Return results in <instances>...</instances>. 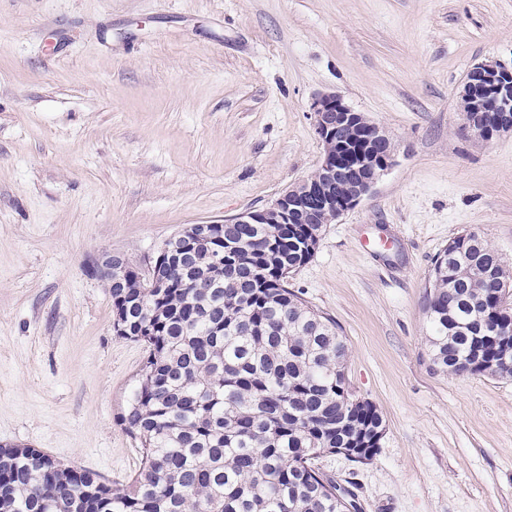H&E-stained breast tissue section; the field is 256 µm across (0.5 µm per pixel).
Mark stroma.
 I'll return each mask as SVG.
<instances>
[{
    "label": "stroma",
    "mask_w": 512,
    "mask_h": 512,
    "mask_svg": "<svg viewBox=\"0 0 512 512\" xmlns=\"http://www.w3.org/2000/svg\"><path fill=\"white\" fill-rule=\"evenodd\" d=\"M480 61L512 67V0H0V445L131 482L145 351L88 262L145 266L307 179L333 92L395 161L288 288L338 325L385 433L367 463L314 465L358 512H512V377L436 371L426 340L450 239L478 232L512 270V132L479 139L458 106Z\"/></svg>",
    "instance_id": "stroma-1"
}]
</instances>
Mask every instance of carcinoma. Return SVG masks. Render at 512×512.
Segmentation results:
<instances>
[{
  "instance_id": "cac0c4a2",
  "label": "carcinoma",
  "mask_w": 512,
  "mask_h": 512,
  "mask_svg": "<svg viewBox=\"0 0 512 512\" xmlns=\"http://www.w3.org/2000/svg\"><path fill=\"white\" fill-rule=\"evenodd\" d=\"M321 224H225L164 258L165 288L129 267L114 320L148 356L123 421L142 467L117 489L38 448L0 445V512H350L313 460L375 454L381 413L350 393L348 345L286 282ZM426 297L433 366L512 376V273L475 231L439 253Z\"/></svg>"
}]
</instances>
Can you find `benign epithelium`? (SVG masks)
I'll list each match as a JSON object with an SVG mask.
<instances>
[{
	"mask_svg": "<svg viewBox=\"0 0 512 512\" xmlns=\"http://www.w3.org/2000/svg\"><path fill=\"white\" fill-rule=\"evenodd\" d=\"M466 110L474 113L467 127L479 138L512 132V68L493 62L475 64L459 92ZM315 132L323 145L336 142V151L324 149L316 171L283 191L263 209L246 210L229 224H330L354 208L381 174L392 165L391 138L334 94L311 103ZM129 262L120 254L103 253L90 271L112 287Z\"/></svg>",
	"mask_w": 512,
	"mask_h": 512,
	"instance_id": "obj_1",
	"label": "benign epithelium"
}]
</instances>
